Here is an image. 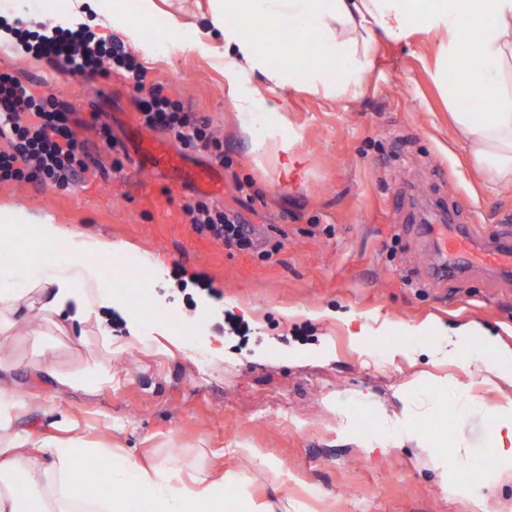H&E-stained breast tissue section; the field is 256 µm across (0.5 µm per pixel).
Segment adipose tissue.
Returning <instances> with one entry per match:
<instances>
[{
	"label": "adipose tissue",
	"instance_id": "1",
	"mask_svg": "<svg viewBox=\"0 0 512 512\" xmlns=\"http://www.w3.org/2000/svg\"><path fill=\"white\" fill-rule=\"evenodd\" d=\"M155 0H112L110 29L138 39L152 26ZM260 26L272 33L313 43V62L289 58L272 63L256 42L241 31ZM210 26L223 41L200 35L185 37L189 53L217 54L224 67L228 93L251 130L263 96L250 85L262 73L274 86L297 88L314 95H357L371 70V49L378 38L399 43L417 31L434 37L439 59L451 70L436 79L449 92L488 98L487 112H452L458 139L478 166L500 181H512V0H212ZM63 246L65 261L32 263V248ZM0 248L13 255L0 267V343L25 321L93 325L103 344H111L105 322L116 300L100 276V266L115 244L54 224L22 208L0 209ZM14 363L0 359V512H130L139 500L140 512H224V473L212 469L185 477L183 466L170 460L138 462L111 442L81 432L78 420L54 398L41 402L53 415L54 434L23 430L17 425L29 410L14 386ZM494 422L489 454L512 467V402L488 408ZM99 456L110 495L85 492L80 473L88 456ZM25 475L29 491L14 488Z\"/></svg>",
	"mask_w": 512,
	"mask_h": 512
}]
</instances>
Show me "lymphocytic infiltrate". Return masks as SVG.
Instances as JSON below:
<instances>
[{"label":"lymphocytic infiltrate","mask_w":512,"mask_h":512,"mask_svg":"<svg viewBox=\"0 0 512 512\" xmlns=\"http://www.w3.org/2000/svg\"><path fill=\"white\" fill-rule=\"evenodd\" d=\"M19 35L29 41L36 56L62 73L94 77L100 75L104 64H111L138 93L137 110L143 125L167 132L184 148H202L223 160V145L208 122L185 111L161 89H146L143 66L123 44L96 40L81 28H26ZM73 123L69 106L34 97L15 76L0 72V140L7 143L6 149L0 150V182L24 180L68 187L87 170L90 159L86 146L72 133ZM185 213L197 232L210 234L226 246L240 250L256 247L247 225L219 208L199 202L186 206Z\"/></svg>","instance_id":"1"}]
</instances>
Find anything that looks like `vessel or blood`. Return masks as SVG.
Returning <instances> with one entry per match:
<instances>
[{
  "label": "vessel or blood",
  "mask_w": 512,
  "mask_h": 512,
  "mask_svg": "<svg viewBox=\"0 0 512 512\" xmlns=\"http://www.w3.org/2000/svg\"><path fill=\"white\" fill-rule=\"evenodd\" d=\"M142 149L157 167L174 170L180 166L178 156L160 143L147 141ZM419 231L431 238L438 255L434 267L436 279L443 280L475 267L512 273V240L502 238L488 245L474 237L471 227L452 223L423 224Z\"/></svg>",
  "instance_id": "b4317fda"
}]
</instances>
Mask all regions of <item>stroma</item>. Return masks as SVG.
<instances>
[{"label": "stroma", "instance_id": "1", "mask_svg": "<svg viewBox=\"0 0 512 512\" xmlns=\"http://www.w3.org/2000/svg\"><path fill=\"white\" fill-rule=\"evenodd\" d=\"M143 39L125 47L146 86L206 119L223 163L143 127L116 73L84 79L28 51L0 57V71L78 112L75 135L95 158L66 189L0 182V208L49 215L165 271L153 328L132 331L137 309L121 303L111 349L68 325L40 360L26 323L0 344V357L23 364L12 379L32 408L20 427L52 433L38 403L57 395L82 428L135 458L223 469L233 512L249 500L272 512H512L511 469L487 455L459 469L446 453L459 436L489 431L485 407L512 401V384L485 370L495 346L512 347V276L475 271L428 285L435 259L414 227L450 217L512 236V182H490L456 138L448 114L462 103L433 78L432 39L378 40L354 97L273 88L287 112L251 135L216 58L156 43L153 29ZM104 127L116 149L103 148ZM256 135L294 143L281 159H260ZM142 137L177 153L184 175L142 156ZM201 167L216 173V190L188 180ZM204 198L248 224L258 249L197 233L185 207ZM201 315L207 332L190 337L186 324ZM466 322L485 334L452 356L436 355L439 335L409 333ZM36 361L61 373L108 362L112 382L93 394L60 390L32 374ZM460 397L473 413L452 411Z\"/></svg>", "mask_w": 512, "mask_h": 512}]
</instances>
